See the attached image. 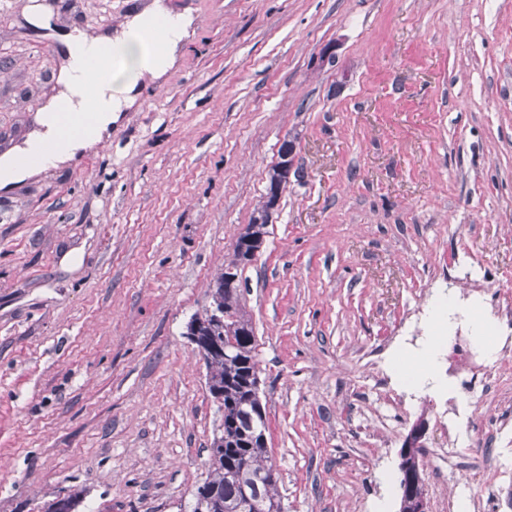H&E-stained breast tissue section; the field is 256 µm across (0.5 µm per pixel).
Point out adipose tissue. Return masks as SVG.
Wrapping results in <instances>:
<instances>
[{"label":"adipose tissue","mask_w":512,"mask_h":512,"mask_svg":"<svg viewBox=\"0 0 512 512\" xmlns=\"http://www.w3.org/2000/svg\"><path fill=\"white\" fill-rule=\"evenodd\" d=\"M168 21L165 49L154 57L145 33L160 21ZM191 11H173L165 0H151L150 5L131 13L118 34L102 30L94 38L65 34L59 36L63 65L58 73L59 91L39 113L33 130L14 153L0 157V189H11L18 182L37 173L34 164L22 163L21 157L35 148L52 144L50 163L54 166L75 162L81 152L97 147L108 137L122 114L138 104V86L160 81L176 64L184 38L193 26ZM94 54L102 57L105 67L97 77L98 109L92 117L89 134L56 142L57 123L65 112H80L85 107L81 86L83 59Z\"/></svg>","instance_id":"1"}]
</instances>
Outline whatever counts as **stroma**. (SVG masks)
<instances>
[{
  "label": "stroma",
  "instance_id": "obj_1",
  "mask_svg": "<svg viewBox=\"0 0 512 512\" xmlns=\"http://www.w3.org/2000/svg\"><path fill=\"white\" fill-rule=\"evenodd\" d=\"M148 0H0V154L57 90L58 32ZM195 23L96 150L0 191V512H187L224 413L186 336L241 267L285 512H399L404 436L447 391L392 382L469 274L512 307V0H169ZM82 495V490L70 489L65 495H58L44 502L39 512H76L82 501Z\"/></svg>",
  "mask_w": 512,
  "mask_h": 512
}]
</instances>
